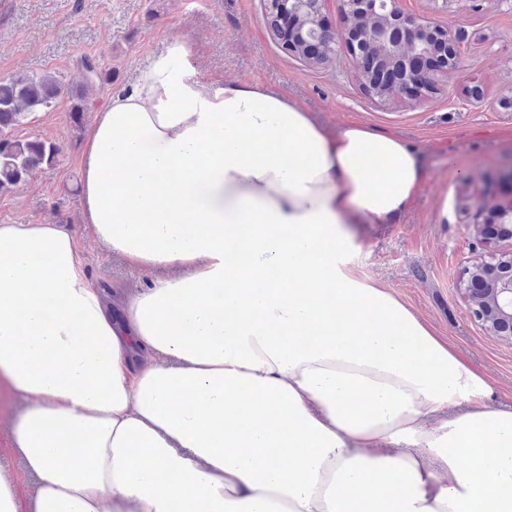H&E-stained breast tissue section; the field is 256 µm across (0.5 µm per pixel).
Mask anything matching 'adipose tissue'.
I'll list each match as a JSON object with an SVG mask.
<instances>
[{
	"label": "adipose tissue",
	"instance_id": "ef3b65f1",
	"mask_svg": "<svg viewBox=\"0 0 512 512\" xmlns=\"http://www.w3.org/2000/svg\"><path fill=\"white\" fill-rule=\"evenodd\" d=\"M188 56L82 147L81 222L143 288L106 303L69 227L0 224V512H512V410L349 258L423 153ZM14 406L7 400H0V467L14 471L19 468L20 462L16 456L8 454L4 448H8L10 435V418Z\"/></svg>",
	"mask_w": 512,
	"mask_h": 512
}]
</instances>
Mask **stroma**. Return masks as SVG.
I'll return each mask as SVG.
<instances>
[{"mask_svg": "<svg viewBox=\"0 0 512 512\" xmlns=\"http://www.w3.org/2000/svg\"><path fill=\"white\" fill-rule=\"evenodd\" d=\"M410 13L449 27L459 71L419 99H374L346 49L312 66L285 50L267 23V0H0V78L60 76L56 108L8 130L56 144L55 163L0 192V224H66L80 229L77 158L87 127L138 70L176 42L190 51L191 79L219 86L258 82L298 98L331 129L358 121L386 129L423 152L428 178L393 224L353 227L352 263L392 290L448 341L492 388L489 407H512V343L474 320L461 292L468 261L484 251L465 221L481 194L502 189L512 162V0H400ZM97 59L111 82L84 87L81 60ZM92 109L71 110V91ZM80 245L105 300L143 287L137 272L89 236Z\"/></svg>", "mask_w": 512, "mask_h": 512, "instance_id": "obj_1", "label": "stroma"}]
</instances>
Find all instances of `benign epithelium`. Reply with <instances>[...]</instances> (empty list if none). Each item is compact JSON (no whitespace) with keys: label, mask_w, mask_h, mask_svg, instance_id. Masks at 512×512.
I'll list each match as a JSON object with an SVG mask.
<instances>
[{"label":"benign epithelium","mask_w":512,"mask_h":512,"mask_svg":"<svg viewBox=\"0 0 512 512\" xmlns=\"http://www.w3.org/2000/svg\"><path fill=\"white\" fill-rule=\"evenodd\" d=\"M327 0H269L268 21L273 34L291 53L317 64L349 46L356 61L376 58L389 72L396 94L412 97L432 86L433 69H420L414 61L441 56L447 70L460 69L452 30L402 9L399 0H339L346 26L332 30L324 23ZM470 223L489 247L512 244V196L489 194L479 199ZM464 294L469 311L485 330L512 342V251L475 259L464 268Z\"/></svg>","instance_id":"7a95c632"}]
</instances>
